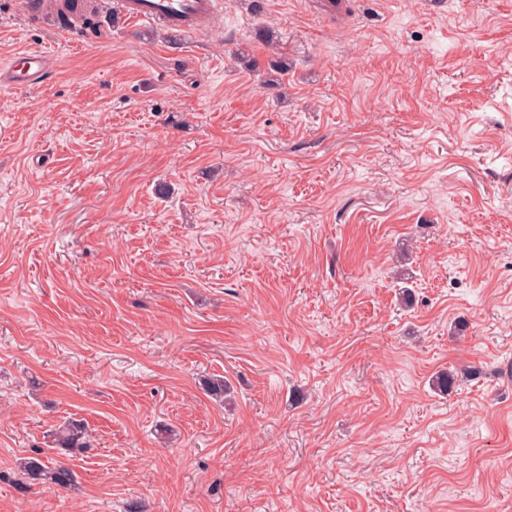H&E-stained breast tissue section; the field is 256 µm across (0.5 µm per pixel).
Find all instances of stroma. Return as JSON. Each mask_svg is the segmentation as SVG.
Masks as SVG:
<instances>
[{"instance_id":"obj_1","label":"stroma","mask_w":512,"mask_h":512,"mask_svg":"<svg viewBox=\"0 0 512 512\" xmlns=\"http://www.w3.org/2000/svg\"><path fill=\"white\" fill-rule=\"evenodd\" d=\"M115 2L0 0V512H512V0ZM119 11L129 22H158L182 30L211 16L219 0H119ZM57 59L39 50H24L0 67V86L12 89L34 87L55 75ZM50 448H60L76 454L89 448V436L86 427L77 421H64L50 435ZM17 470L29 485H41L47 489H66L76 481L75 472L67 465L42 452L21 457Z\"/></svg>"}]
</instances>
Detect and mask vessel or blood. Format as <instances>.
Wrapping results in <instances>:
<instances>
[{"label":"vessel or blood","mask_w":512,"mask_h":512,"mask_svg":"<svg viewBox=\"0 0 512 512\" xmlns=\"http://www.w3.org/2000/svg\"><path fill=\"white\" fill-rule=\"evenodd\" d=\"M129 22H158L181 30L211 16L220 0H118ZM57 59L39 50H24L0 65V86L12 89L34 87L55 75Z\"/></svg>","instance_id":"1"}]
</instances>
